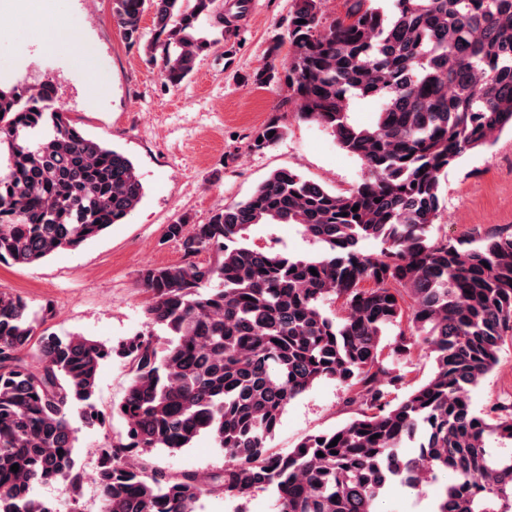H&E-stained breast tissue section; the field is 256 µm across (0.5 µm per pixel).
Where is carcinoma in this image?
<instances>
[{
  "instance_id": "cac0c4a2",
  "label": "carcinoma",
  "mask_w": 512,
  "mask_h": 512,
  "mask_svg": "<svg viewBox=\"0 0 512 512\" xmlns=\"http://www.w3.org/2000/svg\"><path fill=\"white\" fill-rule=\"evenodd\" d=\"M321 2L295 0L286 78L297 117L329 129L368 178L340 195L278 169L207 223L168 225L184 256L211 251L215 260L144 266L150 331L116 349L39 333L44 318L0 291V512H56L33 497L38 483L61 480L79 496L86 472L72 418L105 426L97 381L115 351L131 378L112 408L125 434L98 449L94 467L103 512H195L205 493L256 488L273 489L278 512H379L392 480L418 490L437 472L453 480L435 512H512V455L487 447L490 437L512 442V412L490 422L468 400L512 338V233L473 248L430 235L440 174L512 131V0H391L388 12L354 0L326 27ZM148 9L156 33L144 43ZM112 13L173 88L214 46L200 20L231 27L218 0H112ZM57 93L51 79L0 91V261L29 266L77 248L123 223L145 196L133 161L58 111ZM362 102L377 107L368 128L350 122ZM282 135L272 120L253 146ZM256 224H296L322 252L253 250L243 240ZM365 239L381 243L379 255L360 251ZM330 296L347 307L340 322L322 311ZM404 320L410 333L384 353L382 337ZM415 346L435 354V370L394 404L384 386L405 375L387 358H408ZM322 379L344 384L359 416L287 452L270 448L288 403ZM202 434L228 455L205 479L133 462ZM418 435V455L401 456Z\"/></svg>"
}]
</instances>
